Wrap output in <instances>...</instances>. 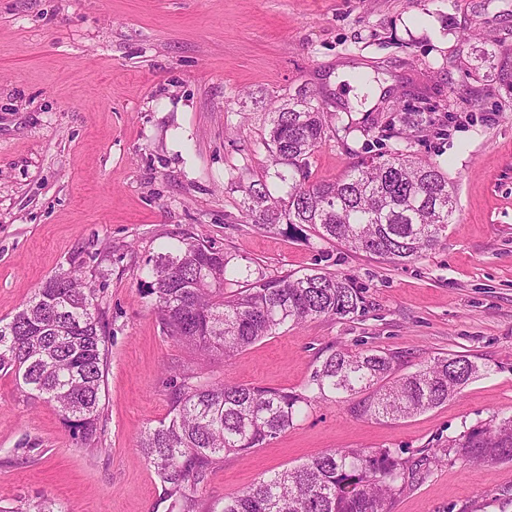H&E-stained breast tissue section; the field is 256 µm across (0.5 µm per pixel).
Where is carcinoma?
<instances>
[{
    "label": "carcinoma",
    "mask_w": 512,
    "mask_h": 512,
    "mask_svg": "<svg viewBox=\"0 0 512 512\" xmlns=\"http://www.w3.org/2000/svg\"><path fill=\"white\" fill-rule=\"evenodd\" d=\"M403 131L426 121L414 108L396 114ZM325 112L300 98L273 113L266 140L288 199L267 185L245 189V218L264 230L285 223L321 239L383 259L412 262L441 242L456 210V190L439 164L396 152L370 156L341 178L310 184L307 161L325 135ZM224 249L181 238L157 256L142 294L162 333L186 349L230 359L288 325L344 319L363 311L352 281L319 268L260 278L224 292ZM95 289L75 270L48 278L8 322L0 319V370L30 395L55 405L74 438L87 448L103 431L101 392L106 361L103 312ZM398 357L381 351H334L302 392L211 380L181 370L167 420L140 433L138 447L178 512H208L201 494L224 456L260 448L293 427L304 410L331 396L362 417L397 420L436 408L481 369L465 355L440 357L394 375ZM471 464L512 462V415L477 422L433 452ZM419 474L418 464L389 448H340L224 496L221 512H393Z\"/></svg>",
    "instance_id": "cac0c4a2"
}]
</instances>
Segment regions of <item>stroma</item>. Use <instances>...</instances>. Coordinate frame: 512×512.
<instances>
[{"label": "stroma", "mask_w": 512, "mask_h": 512, "mask_svg": "<svg viewBox=\"0 0 512 512\" xmlns=\"http://www.w3.org/2000/svg\"><path fill=\"white\" fill-rule=\"evenodd\" d=\"M512 0H0V318L55 273L79 268L108 336L100 450L82 449L50 404L0 371V507L172 512L136 445L169 416L168 366L197 354L165 336L141 293L165 245L224 249L245 280L312 267L350 278L354 318L285 326L207 375L303 391L335 350L398 356L400 373L464 355L483 374L443 405L400 420L329 398L261 448L226 455L205 499L337 448L411 460L465 426L512 414ZM306 95L330 115L308 180L339 178L393 149L440 163L457 189L447 235L398 265L243 218L246 188L274 176L271 114ZM428 126L379 136L395 113ZM393 512H512V462L448 459Z\"/></svg>", "instance_id": "stroma-1"}]
</instances>
